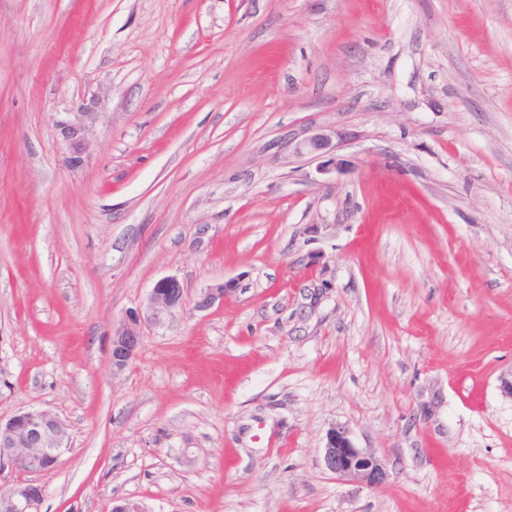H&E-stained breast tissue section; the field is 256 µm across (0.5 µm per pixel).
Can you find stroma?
<instances>
[{
    "instance_id": "obj_1",
    "label": "stroma",
    "mask_w": 512,
    "mask_h": 512,
    "mask_svg": "<svg viewBox=\"0 0 512 512\" xmlns=\"http://www.w3.org/2000/svg\"><path fill=\"white\" fill-rule=\"evenodd\" d=\"M510 369L512 0H0V417L68 427L42 512H512ZM335 426L382 484L325 468ZM61 138L69 145L71 150L70 163L79 166L83 161V154L87 145L88 129L85 123L61 121L57 125ZM185 304L186 290L177 278L164 277L157 281L144 307L113 331L112 367L121 370L133 358L141 341L143 324L161 325L166 316L171 315L176 309L183 308Z\"/></svg>"
}]
</instances>
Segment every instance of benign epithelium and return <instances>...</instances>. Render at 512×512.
<instances>
[{
	"label": "benign epithelium",
	"mask_w": 512,
	"mask_h": 512,
	"mask_svg": "<svg viewBox=\"0 0 512 512\" xmlns=\"http://www.w3.org/2000/svg\"><path fill=\"white\" fill-rule=\"evenodd\" d=\"M61 138L71 150L70 163L83 161L88 129L85 123L62 121L57 125ZM228 291L224 283L201 292L195 306L207 310L224 302ZM186 304V290L175 277L156 282L147 302L136 315L124 321L112 333V367L121 370L133 358L141 341V326L160 325L166 316ZM66 426L56 416L40 410H22L3 421L0 419V467H9L22 475L14 491L0 495V512H41L45 497L42 485L28 478L55 466L65 449ZM323 463L339 480H359L371 486L385 477L381 460L375 453L355 445L349 430L333 427L327 434Z\"/></svg>",
	"instance_id": "1"
}]
</instances>
